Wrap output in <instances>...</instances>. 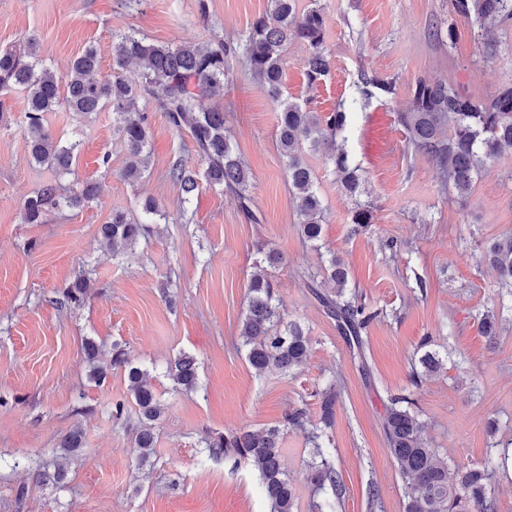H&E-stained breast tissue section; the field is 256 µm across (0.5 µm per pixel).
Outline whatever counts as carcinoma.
Instances as JSON below:
<instances>
[{
	"mask_svg": "<svg viewBox=\"0 0 512 512\" xmlns=\"http://www.w3.org/2000/svg\"><path fill=\"white\" fill-rule=\"evenodd\" d=\"M456 15L477 27L488 49H497L495 27L512 21V0H452ZM325 17L318 7L297 10L296 0H270V9L251 25L243 53L253 77L266 90L278 110L277 143L285 162L288 183L302 235L311 242L322 237L323 206L311 168L302 157L305 146L312 148L329 142L327 161L336 172L345 193L351 197L360 191L357 170L350 167L348 153L337 142L346 113L340 103L333 112L322 115L309 102L284 93V53L288 45H305V77L309 85L319 84L331 71V58L324 43ZM237 48L224 44L203 48L193 42L153 43L135 32L118 34L112 42V65L120 70L130 62L142 69L129 77L98 79L100 60L96 48L87 46L67 71L60 75L38 59L35 39L27 40L24 51L0 49V92L19 91L26 101L28 128L27 150L32 162L48 167L55 175L23 205L26 224H43L47 212L59 208H76L97 197L94 181L78 182L66 194L60 193L59 180L73 174L72 166L80 142L67 145L45 128V115L60 105L81 116L104 108L111 110L114 131L124 142L134 161L126 166L124 177L136 181L150 164L147 151L149 127L140 104L145 95L153 98L173 129L187 131L205 164L203 175L175 162L170 178L179 185L184 201L199 190V178L212 187H222L235 194L240 208L252 216L251 175L224 134V111L201 109L198 102L224 92V76ZM385 94L394 91V83L378 77L361 78L359 93L369 100L374 90ZM416 152L439 166L442 181L465 197L472 190L475 177L483 166L497 158L504 149H512V85H504L487 99L459 93L452 85L420 79L416 82L411 106L399 116ZM372 211L358 206L353 210L352 230L367 232L372 226ZM148 232L147 224L125 213L112 214L102 226V241L112 256L133 250ZM483 259L495 271L499 287L512 294V236L497 238L487 244ZM331 285V293H316L329 317L346 336L350 347L363 354L361 336L367 325L380 316L358 303L348 293L349 276L343 262L331 255L319 286ZM87 295V284L77 279L63 291L62 303L79 306ZM275 292L267 276L256 274L249 284L246 315L240 336L251 367L259 374L275 370L287 374L301 366L308 356L309 339L297 323L280 326L281 316L275 304ZM499 320L488 311L479 319V331L496 338ZM430 337L417 347L419 369L414 380L430 376L443 365L439 352L430 349ZM84 357L89 378L97 386L105 383L112 370H123L128 391L139 414L140 425L133 442V454L141 465L151 462L155 454L152 422L161 414L156 392L147 382L148 373L132 365L127 353L112 346L109 361L101 359V350L93 340L85 342ZM173 385L192 391L199 386L196 360L182 354L170 363L167 371ZM320 426L307 433L313 445L314 460L309 480L315 487L331 490L334 502L319 512H334L345 487L326 452L324 430L332 427L336 412V391L330 387L317 394ZM304 413L296 409L277 425L260 430L241 429L203 438L211 457L251 464L260 475L269 512H294L296 490L283 469L280 446L284 432L303 427ZM388 451L404 483L405 512H490L489 486L493 467L459 464L448 467L439 449L431 447L423 436V423L405 395L390 399L383 420ZM62 455L75 456L83 448L81 430L75 428L60 441Z\"/></svg>",
	"mask_w": 512,
	"mask_h": 512,
	"instance_id": "cac0c4a2",
	"label": "carcinoma"
}]
</instances>
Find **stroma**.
Returning <instances> with one entry per match:
<instances>
[{
    "label": "stroma",
    "mask_w": 512,
    "mask_h": 512,
    "mask_svg": "<svg viewBox=\"0 0 512 512\" xmlns=\"http://www.w3.org/2000/svg\"><path fill=\"white\" fill-rule=\"evenodd\" d=\"M325 17L331 73L316 87L304 75L306 49L289 45L284 91L322 113L351 97L360 76L394 81L349 111L343 131L364 181L360 200L340 187L324 149L304 153L325 207L323 248L299 232L283 160L277 110L243 57L231 59L224 95L204 107L224 112V131L252 174L247 218L231 192L201 185L190 205L169 177L174 161L203 172L187 132L169 127L146 103L151 162L134 183L123 177L128 154L109 111L82 117L60 108L46 125L62 142H79L73 181L101 190L84 206L53 211L43 224L22 221L24 201L52 179L31 164L24 139L26 103L8 93L0 121V512H268L257 472L209 457L205 435L275 424L299 409L307 428L319 422L316 392L335 385L332 459L345 486L336 512H404L403 484L387 449L383 417L390 396L408 395L424 435L449 462L481 467L494 452L486 431L496 422L512 435V310L496 340L478 331L477 316L497 304L494 272L480 260L485 243L512 235V150L478 176L467 199L445 189L436 162L415 154L398 121L418 79L452 83L462 94L489 97L512 84V23L499 27L488 52L477 29L456 16L451 0H300ZM269 0H0V48L35 39L40 57L65 73L86 46H95L100 78L116 77L112 38L134 30L158 43L192 41L242 46ZM160 209L152 233L133 252L113 257L99 230L113 211L140 216L139 203ZM373 213L370 232H351L355 204ZM282 262L266 267L265 254ZM342 258L360 303L379 316L365 329L364 358L353 356L310 288L328 254ZM266 268L283 321L302 324L309 355L293 374L256 375L239 331L253 272ZM84 278L81 306L61 305L63 288ZM447 353L444 368L421 381L412 362L423 337ZM104 355L120 345L146 368L162 413L153 424L155 455L138 466L131 454L135 411L113 419L128 381L116 371L105 385L90 382L84 343ZM196 358L199 386L174 388L165 371L180 354ZM81 429L84 450L64 457L63 434ZM282 462L298 494L297 512H316L324 492L308 475L304 431L283 435ZM61 464L65 488L40 482L43 463Z\"/></svg>",
    "instance_id": "obj_1"
}]
</instances>
